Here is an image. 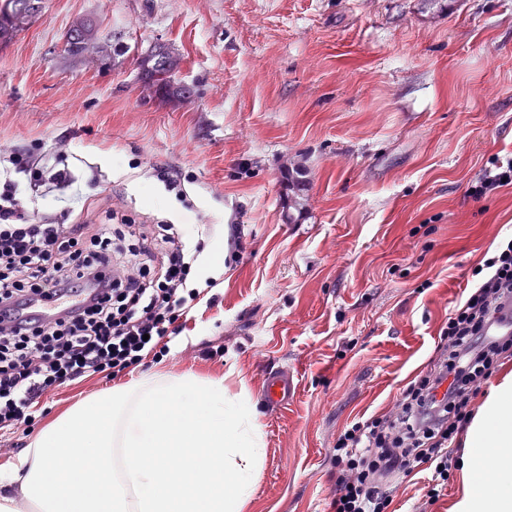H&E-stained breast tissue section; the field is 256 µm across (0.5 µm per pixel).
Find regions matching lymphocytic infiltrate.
Returning <instances> with one entry per match:
<instances>
[{
  "label": "lymphocytic infiltrate",
  "instance_id": "obj_1",
  "mask_svg": "<svg viewBox=\"0 0 512 512\" xmlns=\"http://www.w3.org/2000/svg\"><path fill=\"white\" fill-rule=\"evenodd\" d=\"M28 151L6 161L31 191L63 190L72 176ZM131 239L115 246L113 224ZM201 244L178 224L138 221L122 205L83 202L72 223L32 222L16 181L0 184V428L29 425L37 406L62 385L136 368L200 301L193 272ZM486 276L449 314L429 369L381 415L358 420L336 438L333 512H386L387 478L429 471L427 512L448 485L449 448L471 421L475 399L500 356L512 351V239L485 260ZM65 301L51 316L28 314L35 300Z\"/></svg>",
  "mask_w": 512,
  "mask_h": 512
}]
</instances>
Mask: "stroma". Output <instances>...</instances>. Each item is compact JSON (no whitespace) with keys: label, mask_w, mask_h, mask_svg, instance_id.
I'll return each instance as SVG.
<instances>
[{"label":"stroma","mask_w":512,"mask_h":512,"mask_svg":"<svg viewBox=\"0 0 512 512\" xmlns=\"http://www.w3.org/2000/svg\"><path fill=\"white\" fill-rule=\"evenodd\" d=\"M0 45V148L66 143L75 179L30 195L63 217L123 199L203 237L219 278L162 356L73 382L0 429V471L76 406L144 374L220 380L263 433L243 512H330L329 454L436 355L453 307L512 236V188L471 187L512 156V0H42ZM124 31L107 63L62 48L72 20ZM178 53L191 98H151L137 58ZM183 182L179 202L155 175ZM294 223H287V216ZM288 368L278 412L260 398ZM294 391L292 373L288 369H281L267 373L261 396L271 411H277L288 404Z\"/></svg>","instance_id":"35a3bbf8"}]
</instances>
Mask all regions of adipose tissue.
<instances>
[{"label": "adipose tissue", "mask_w": 512, "mask_h": 512, "mask_svg": "<svg viewBox=\"0 0 512 512\" xmlns=\"http://www.w3.org/2000/svg\"><path fill=\"white\" fill-rule=\"evenodd\" d=\"M466 446L453 512H512V372L490 391L469 424Z\"/></svg>", "instance_id": "1"}]
</instances>
